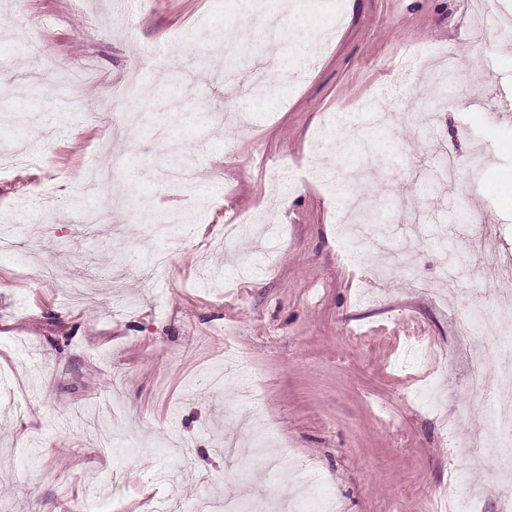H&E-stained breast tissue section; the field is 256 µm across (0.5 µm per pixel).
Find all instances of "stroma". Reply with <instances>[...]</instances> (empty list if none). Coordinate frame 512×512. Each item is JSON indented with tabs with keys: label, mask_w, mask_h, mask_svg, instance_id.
<instances>
[{
	"label": "stroma",
	"mask_w": 512,
	"mask_h": 512,
	"mask_svg": "<svg viewBox=\"0 0 512 512\" xmlns=\"http://www.w3.org/2000/svg\"><path fill=\"white\" fill-rule=\"evenodd\" d=\"M237 2L0 0L17 33L0 44V220L15 242L0 253V512H197L232 487L275 502L302 463L319 476L307 512L330 497L345 512H436L465 470L496 512L493 462L454 456L415 391L456 414L458 318L512 306L497 267L478 294L462 272L512 256V42L476 52L467 0H296L283 33L242 29ZM124 8L127 28L112 22ZM447 51L444 93L429 73ZM272 56L275 94L226 93L227 63L245 73ZM137 79L147 118L115 130L116 93ZM405 113L434 116L438 139ZM445 152L455 180L432 185ZM173 164L193 170L189 190L166 184ZM342 170L360 172L385 219L399 200L421 213L396 238L414 270L374 279L383 259L367 243L341 257ZM143 196L188 224L150 238L132 219ZM464 202L488 217L483 243ZM256 212L276 250L257 248L254 224L225 239ZM34 250L88 296L29 284ZM157 250L166 269L114 290L117 255ZM121 292L136 309L108 317ZM231 354L246 368L215 388ZM252 382L257 411L239 400ZM259 425L288 448L274 484L253 453Z\"/></svg>",
	"instance_id": "obj_1"
}]
</instances>
